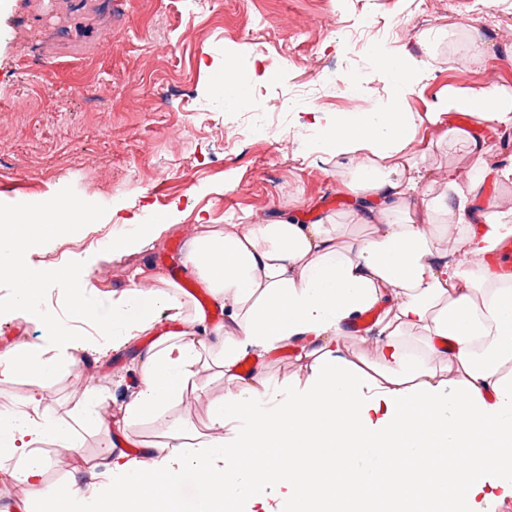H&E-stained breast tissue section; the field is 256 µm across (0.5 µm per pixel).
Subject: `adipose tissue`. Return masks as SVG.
Returning a JSON list of instances; mask_svg holds the SVG:
<instances>
[{"label":"adipose tissue","instance_id":"adipose-tissue-1","mask_svg":"<svg viewBox=\"0 0 512 512\" xmlns=\"http://www.w3.org/2000/svg\"><path fill=\"white\" fill-rule=\"evenodd\" d=\"M391 94L369 111L314 116V151L357 164L342 186L350 222L369 226L350 239L346 225L321 219L248 216L243 224L200 220L185 264L205 288L200 304L164 271L134 274L108 305L93 302L91 270L76 264L31 274L19 233L24 209L0 211V278L15 285L14 305L35 308L45 282L66 290L95 333L43 312L38 343L0 359V382L39 383L59 356L118 350L149 335L139 390L119 408L130 423L165 414L218 364L227 390L210 404L205 430L174 422L164 442L131 453L106 448L92 463L96 481L47 484L38 445L74 447L70 427L23 407H0V482L31 489L39 512H185L173 490L194 473L209 493L195 512H492L512 498V284L492 279L484 258L512 236V207L477 199L488 178L511 183L512 167L492 161L489 134L512 124V89H451L426 112L401 101L414 83V55L379 48ZM467 113L486 125L471 137L465 174L417 157L448 141L447 116ZM91 211L71 199L47 202L43 235L73 231ZM349 222V223H350ZM452 246H445V238ZM224 319L213 322V311ZM374 313L379 366L359 368L338 354L359 315ZM169 331L159 332L161 323ZM316 358L305 384H275L244 372L248 354L285 349Z\"/></svg>","mask_w":512,"mask_h":512}]
</instances>
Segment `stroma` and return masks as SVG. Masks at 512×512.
Segmentation results:
<instances>
[{
  "label": "stroma",
  "mask_w": 512,
  "mask_h": 512,
  "mask_svg": "<svg viewBox=\"0 0 512 512\" xmlns=\"http://www.w3.org/2000/svg\"><path fill=\"white\" fill-rule=\"evenodd\" d=\"M381 25L386 47L420 55L415 36L448 27L454 47L440 46L403 106L426 111L448 89L512 88V4L489 18L473 0H0V208H37L64 195L94 208L95 221L56 238L34 237L26 261L87 264L99 302L128 287L135 270L162 269L183 289L182 246L197 217L237 224L246 213L280 210L303 224L330 216L348 223L350 198L336 181L349 162L313 153L297 138L310 130L312 113L346 111L345 90H319L327 66L354 70L363 100L385 101L388 77L366 61L355 38L367 24ZM163 38L166 54L154 50ZM234 60L252 104L269 110L276 133L248 134L253 118L228 109L214 87L225 60ZM17 97L35 100L19 112ZM160 144L156 154L143 141ZM169 213L171 227L149 245L106 256L97 231L119 233L145 210ZM13 285L0 278V356L39 341L36 315L17 312ZM87 353L76 362L59 357L52 376L36 389L49 416L73 421L84 390L108 415L140 386L136 351ZM280 383L306 381L313 361L295 351L259 360ZM200 389L163 416L81 432L74 452L39 447L48 482L66 478L78 487L95 480L92 460L111 442L162 441L173 422L203 428L211 399L225 383L209 371Z\"/></svg>",
  "instance_id": "35a3bbf8"
}]
</instances>
